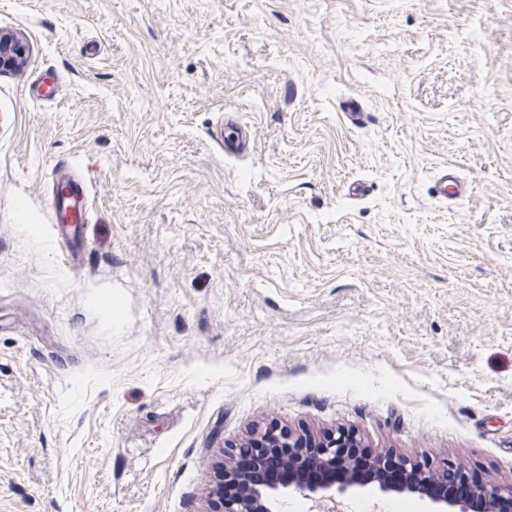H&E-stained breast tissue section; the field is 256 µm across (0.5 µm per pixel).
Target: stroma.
Segmentation results:
<instances>
[{"instance_id":"stroma-1","label":"stroma","mask_w":512,"mask_h":512,"mask_svg":"<svg viewBox=\"0 0 512 512\" xmlns=\"http://www.w3.org/2000/svg\"><path fill=\"white\" fill-rule=\"evenodd\" d=\"M1 32L29 53L0 74V512H203L258 422L512 484V0H0ZM225 126L231 131V135L220 139L226 150L233 153H244L250 148L251 130L248 126L238 122L233 115L225 117ZM71 169L69 165L60 166L59 185L50 203L53 224H58L62 239L70 242L79 234V225L86 222L89 198L84 182L68 177ZM434 193L444 200L448 198L460 202L465 197V187L457 172L443 168L435 176L433 184Z\"/></svg>"}]
</instances>
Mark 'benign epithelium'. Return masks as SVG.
<instances>
[{
    "label": "benign epithelium",
    "mask_w": 512,
    "mask_h": 512,
    "mask_svg": "<svg viewBox=\"0 0 512 512\" xmlns=\"http://www.w3.org/2000/svg\"><path fill=\"white\" fill-rule=\"evenodd\" d=\"M27 57V44L23 41L0 33V73L20 66ZM282 439L296 443L294 454L283 461L277 457L270 458L274 466L288 469L286 481L255 484L241 475H232L230 470L219 465L216 483L210 493L207 512H276L281 499L294 492L314 502L315 512H342V501L338 496L364 486L346 457V449L361 446L357 434L345 429L326 432L313 444L320 449L318 467L326 472L339 473V479L310 481L306 471L313 462L307 458L305 440L298 438L291 431H283ZM249 442L254 447L268 453L274 448L269 440L266 428L257 425L250 433ZM394 463L404 469L422 470L423 479L418 483L390 484L377 482L378 490L383 494H416L438 505L436 512H506L512 510V485L498 486L482 484L470 500L453 498L438 499L430 492V482L437 474L425 469L418 462L393 455Z\"/></svg>",
    "instance_id": "benign-epithelium-1"
}]
</instances>
